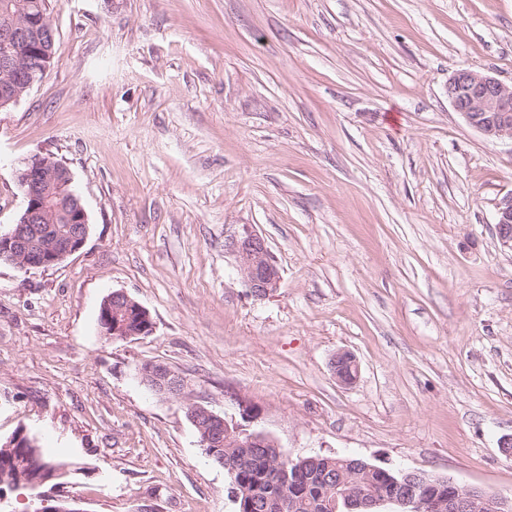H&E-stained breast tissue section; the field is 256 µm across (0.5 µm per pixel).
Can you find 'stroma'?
<instances>
[{
	"mask_svg": "<svg viewBox=\"0 0 512 512\" xmlns=\"http://www.w3.org/2000/svg\"><path fill=\"white\" fill-rule=\"evenodd\" d=\"M50 70L0 112V234L34 155L70 170L84 246L0 262V443L35 436L77 512H236L199 404L290 459L348 455L512 497V142L448 99L512 83V0H50ZM281 272L255 296L228 240ZM123 291L154 323L109 339ZM352 352L359 378L330 362ZM186 376L183 398L137 366ZM495 224L499 244L502 248L512 251V192L498 201ZM135 304V312L138 315L137 321L134 326H129L131 320H127L130 315V307ZM129 307V308H128ZM122 313L125 315V322L123 324L118 323L116 328L111 332H108L105 328L106 324L110 323L113 319V324L115 320L114 316L118 317V315ZM113 314V318H112ZM123 315L119 320L122 322ZM101 332L103 336H112V338H122L128 339L136 336H146L149 335L153 331V322L150 317L149 312L142 307L139 303H135L130 299V297L123 291H114L109 294L104 300L99 317ZM122 325V326H121ZM331 368L336 381L343 386L352 385L359 374V365L355 356L349 351L337 352L331 361Z\"/></svg>",
	"mask_w": 512,
	"mask_h": 512,
	"instance_id": "stroma-1",
	"label": "stroma"
}]
</instances>
